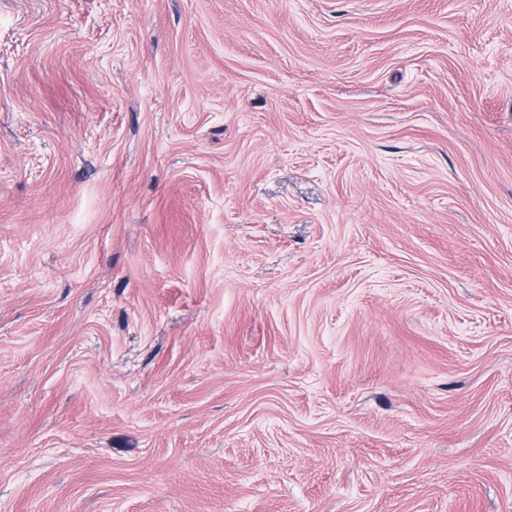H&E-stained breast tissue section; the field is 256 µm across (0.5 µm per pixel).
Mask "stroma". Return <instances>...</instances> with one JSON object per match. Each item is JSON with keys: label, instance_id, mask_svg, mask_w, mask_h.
<instances>
[{"label": "stroma", "instance_id": "1", "mask_svg": "<svg viewBox=\"0 0 512 512\" xmlns=\"http://www.w3.org/2000/svg\"><path fill=\"white\" fill-rule=\"evenodd\" d=\"M0 512H512V0H0Z\"/></svg>", "mask_w": 512, "mask_h": 512}]
</instances>
